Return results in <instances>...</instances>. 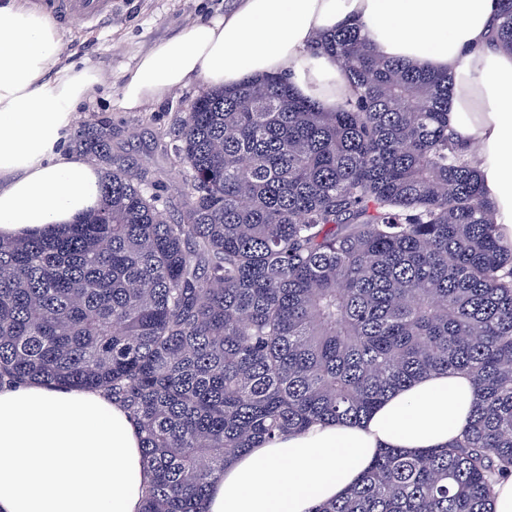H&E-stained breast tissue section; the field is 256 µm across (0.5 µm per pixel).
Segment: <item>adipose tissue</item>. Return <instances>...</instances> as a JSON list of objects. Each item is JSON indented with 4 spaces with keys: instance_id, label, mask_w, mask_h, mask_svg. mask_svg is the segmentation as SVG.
<instances>
[{
    "instance_id": "1",
    "label": "adipose tissue",
    "mask_w": 512,
    "mask_h": 512,
    "mask_svg": "<svg viewBox=\"0 0 512 512\" xmlns=\"http://www.w3.org/2000/svg\"><path fill=\"white\" fill-rule=\"evenodd\" d=\"M499 0H237L139 56L116 100L124 111L200 80L231 89L284 75L335 110L348 89L334 58L312 55L354 26L372 54L453 78L448 129L463 144L498 235L512 242V51L492 45ZM99 83L60 65L59 33L24 0H0V238L64 229L100 203L98 164L66 135ZM473 385L433 373L391 394L365 420L284 434L225 465L207 512H316L344 496L379 449L440 448L467 429ZM146 464L127 413L98 392L0 387V512H139Z\"/></svg>"
}]
</instances>
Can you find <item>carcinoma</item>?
I'll return each mask as SVG.
<instances>
[{
	"label": "carcinoma",
	"mask_w": 512,
	"mask_h": 512,
	"mask_svg": "<svg viewBox=\"0 0 512 512\" xmlns=\"http://www.w3.org/2000/svg\"><path fill=\"white\" fill-rule=\"evenodd\" d=\"M500 19L512 50V0ZM312 53L342 66L334 111L270 76L184 113L164 143L185 165L174 218L112 151L110 121L73 134L100 204L0 239V384L121 405L149 471L140 512H206L231 459L464 372L461 437L379 449L316 512H493L512 475V245L448 132L450 77L377 59L353 27Z\"/></svg>",
	"instance_id": "obj_1"
}]
</instances>
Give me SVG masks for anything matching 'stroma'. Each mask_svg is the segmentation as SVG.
<instances>
[{
	"mask_svg": "<svg viewBox=\"0 0 512 512\" xmlns=\"http://www.w3.org/2000/svg\"><path fill=\"white\" fill-rule=\"evenodd\" d=\"M234 6L235 0H114L111 21L74 19L58 26L61 64L90 62L100 78L96 96L77 114V125L111 121L114 152L134 170L158 178L163 199L174 204L179 201L183 167L167 158L162 144L169 141L190 103L205 91V84L191 83L135 112L117 108L114 101L140 54L194 22L223 16Z\"/></svg>",
	"mask_w": 512,
	"mask_h": 512,
	"instance_id": "obj_1",
	"label": "stroma"
}]
</instances>
